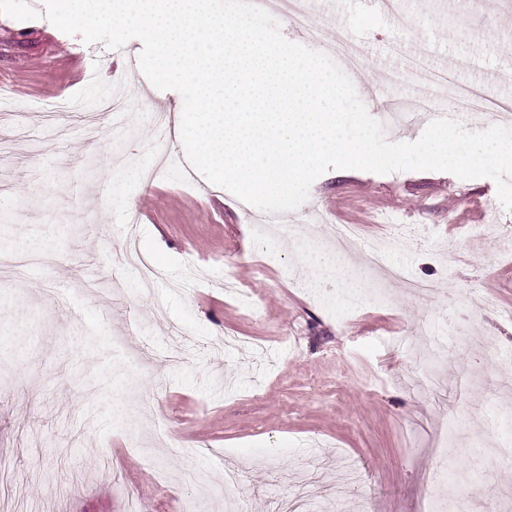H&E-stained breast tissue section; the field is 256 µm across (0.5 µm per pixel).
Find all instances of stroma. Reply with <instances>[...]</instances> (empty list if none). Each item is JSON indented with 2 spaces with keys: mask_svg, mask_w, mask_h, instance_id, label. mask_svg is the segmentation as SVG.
Here are the masks:
<instances>
[{
  "mask_svg": "<svg viewBox=\"0 0 512 512\" xmlns=\"http://www.w3.org/2000/svg\"><path fill=\"white\" fill-rule=\"evenodd\" d=\"M319 50L346 40L363 57L357 93L391 141L429 123L391 121L381 84L404 53L512 100V11L497 0H340ZM114 65L43 18L0 15V249L54 255L25 279H0V504L7 512H225L224 471L243 512H295L342 499L347 512H424L469 479L470 512H512V460L476 448L512 445V259L494 234L464 227L499 208L495 183L444 171L331 170L302 213L321 242L336 224L363 235L339 252L295 249L287 227L258 236L243 203L181 170L152 177L141 144L155 112L181 104L142 78L129 110L99 114ZM82 102L51 116L50 97ZM414 245L389 256L407 278L433 282L419 299L369 268V244L391 228ZM160 270L144 288L127 247ZM357 287L321 278L333 258ZM234 279L251 305L226 293ZM493 304L464 321L470 289ZM126 336V348L113 340ZM464 336L467 348L447 342ZM494 338L503 365L490 369ZM446 341L440 362L407 373L411 348ZM447 447H440V440Z\"/></svg>",
  "mask_w": 512,
  "mask_h": 512,
  "instance_id": "1",
  "label": "stroma"
}]
</instances>
